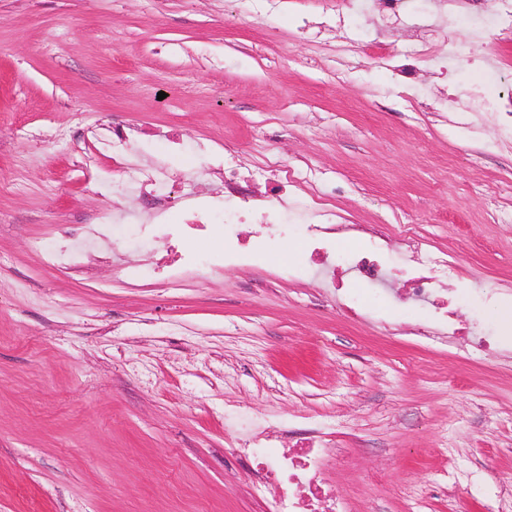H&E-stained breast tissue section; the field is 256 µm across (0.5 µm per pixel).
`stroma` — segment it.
<instances>
[{"instance_id":"obj_1","label":"stroma","mask_w":512,"mask_h":512,"mask_svg":"<svg viewBox=\"0 0 512 512\" xmlns=\"http://www.w3.org/2000/svg\"><path fill=\"white\" fill-rule=\"evenodd\" d=\"M504 0L391 11L383 0H0V512H265L224 413L320 429L350 512H512V125L484 111L499 61L512 111V26L463 25ZM456 52L453 67L442 58ZM180 186L192 207L240 166L252 208L273 164L319 196L338 247L393 265L442 250L465 337L416 335L423 309L357 313L281 236L249 264L221 227L140 250L82 240L138 201L100 141ZM76 238L81 261L42 252ZM181 247L196 264L155 273Z\"/></svg>"}]
</instances>
